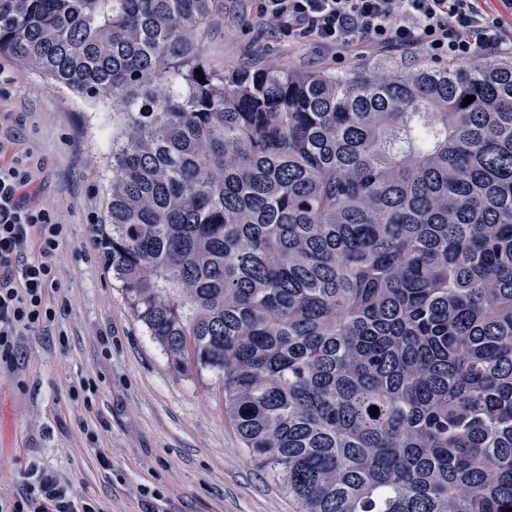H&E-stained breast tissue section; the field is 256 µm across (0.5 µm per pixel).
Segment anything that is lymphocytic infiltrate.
I'll return each mask as SVG.
<instances>
[{"label":"lymphocytic infiltrate","mask_w":512,"mask_h":512,"mask_svg":"<svg viewBox=\"0 0 512 512\" xmlns=\"http://www.w3.org/2000/svg\"><path fill=\"white\" fill-rule=\"evenodd\" d=\"M487 0H257V17L280 32L339 50L384 47L460 62L489 52L512 55V20L488 12ZM29 160L0 165V364L15 366L19 338L56 320L48 297L58 287L57 257L66 228L36 203ZM0 512H104L68 497L44 475L9 498Z\"/></svg>","instance_id":"f902f5d3"}]
</instances>
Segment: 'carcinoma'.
<instances>
[{"mask_svg":"<svg viewBox=\"0 0 512 512\" xmlns=\"http://www.w3.org/2000/svg\"><path fill=\"white\" fill-rule=\"evenodd\" d=\"M212 5L0 0V55L112 107L133 315L299 512H512V61L216 71Z\"/></svg>","mask_w":512,"mask_h":512,"instance_id":"carcinoma-1","label":"carcinoma"}]
</instances>
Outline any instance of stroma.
<instances>
[{"label": "stroma", "mask_w": 512, "mask_h": 512, "mask_svg": "<svg viewBox=\"0 0 512 512\" xmlns=\"http://www.w3.org/2000/svg\"><path fill=\"white\" fill-rule=\"evenodd\" d=\"M210 66L364 72L428 66L391 49L368 55L286 37L254 0H214L197 34ZM0 142L39 166L37 202L67 227L59 250L56 320L21 336L23 361L0 366V496L28 469L106 512H298L244 447L211 373L172 372L105 269L90 227L102 223L112 111L52 88L0 57Z\"/></svg>", "instance_id": "35a3bbf8"}]
</instances>
